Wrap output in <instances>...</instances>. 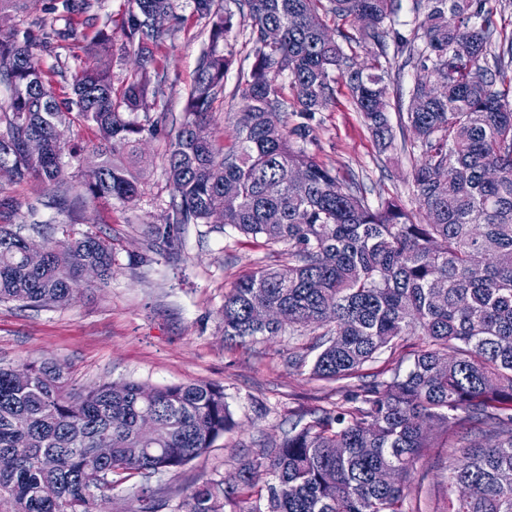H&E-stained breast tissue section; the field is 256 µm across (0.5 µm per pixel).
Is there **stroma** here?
<instances>
[{"label":"stroma","instance_id":"stroma-1","mask_svg":"<svg viewBox=\"0 0 512 512\" xmlns=\"http://www.w3.org/2000/svg\"><path fill=\"white\" fill-rule=\"evenodd\" d=\"M75 16V33L53 53L42 55L58 99H67L73 78L95 57L89 42L102 28L120 37L117 22L126 0H91ZM178 22L171 40L156 52L166 81L159 96L149 98V114L181 117L194 83L198 58L207 40L203 20L191 0H178ZM53 0H29L21 13L0 16V27H64ZM249 27H235L230 42L235 62L224 79V95L212 106L210 130L219 141L236 139L238 89L250 70ZM319 160L339 181L356 180L369 203L397 198L414 208L411 160L405 154H380L375 139L356 111L344 78L315 118ZM141 196L132 204L88 203L72 216L37 205L28 183L0 179V198L14 202L15 223L33 222L91 232L112 246L118 263L107 286L84 285L71 304L33 310L17 302L0 303V365L18 367L44 359L62 364L76 385L134 380L152 386L209 382L224 388V400L237 422L208 451L182 469L151 478L158 512H177L184 492L211 480L233 478L244 455L259 442L281 439L290 418L312 419L321 410L355 394L360 380L347 386L315 379L310 365L316 352L312 329L284 331L281 336L246 345L224 341L221 309L224 294L240 278L267 265H283L287 256L263 244L216 229L187 225L180 251L158 253L148 232L162 223L175 196L165 171L166 136L142 145ZM303 363H296V356ZM446 451L431 449L418 463L407 498V512H448V495L438 482Z\"/></svg>","mask_w":512,"mask_h":512}]
</instances>
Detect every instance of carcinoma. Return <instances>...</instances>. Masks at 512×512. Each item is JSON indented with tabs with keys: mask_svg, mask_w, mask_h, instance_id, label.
Masks as SVG:
<instances>
[{
	"mask_svg": "<svg viewBox=\"0 0 512 512\" xmlns=\"http://www.w3.org/2000/svg\"><path fill=\"white\" fill-rule=\"evenodd\" d=\"M126 2L123 39L97 33V65L77 75L66 103L39 54L70 32L0 29V167L14 182L38 186L58 213L72 212L61 157L80 159L64 131L82 119L99 135L100 175L82 183L79 199L129 204L140 195V146L163 133L179 200L152 225L154 241L172 249L186 225L216 222L288 255V265L260 268L224 294L225 340L274 337L286 324L319 329L311 375L341 383L364 377V366L404 337H422L406 372L374 374L344 403L291 423L242 463L238 488L195 486L179 512H405L411 473L430 448L448 449V512H512V99L495 88L492 71L512 60V40L496 42L487 0H416L410 37L395 29L398 0H238L254 49L230 148L209 126L234 59V14L215 0H192L208 38L183 117L139 122L129 115L160 91L155 52L174 35L177 3ZM89 5L56 0L55 9L74 15ZM328 13L366 20L357 36L341 37L370 50L371 65L325 39ZM271 27L281 31L275 46L263 38ZM389 41L397 69L424 71L407 92L385 81L380 57ZM130 52L137 77L116 97L112 61ZM338 73L381 152L417 157L416 211L394 198L370 205L312 152V120ZM392 109L399 131L411 134L399 145ZM288 113L291 125L281 119ZM32 138L45 144L38 154L26 148ZM296 171L307 177L302 188ZM14 213L0 200V302L63 307L84 285L85 268L98 270L101 286L112 279L116 258L103 238L67 233L54 241L47 224L32 225L46 238V255L31 266ZM259 306L280 318L256 321ZM23 370L0 366V512H106L113 476L175 472L235 424L219 385L77 387L55 361ZM108 446L111 456L97 458L94 449ZM383 469L394 483L377 481ZM264 475L266 495L253 500L249 489ZM47 485L55 496H44Z\"/></svg>",
	"mask_w": 512,
	"mask_h": 512,
	"instance_id": "cac0c4a2",
	"label": "carcinoma"
}]
</instances>
